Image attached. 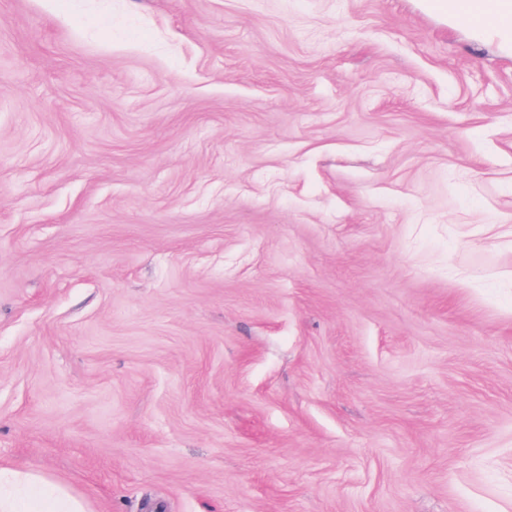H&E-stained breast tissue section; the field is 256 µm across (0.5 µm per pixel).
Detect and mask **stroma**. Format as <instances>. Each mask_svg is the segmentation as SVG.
Here are the masks:
<instances>
[{"label": "stroma", "instance_id": "35a3bbf8", "mask_svg": "<svg viewBox=\"0 0 512 512\" xmlns=\"http://www.w3.org/2000/svg\"><path fill=\"white\" fill-rule=\"evenodd\" d=\"M437 0H0V462L94 512H512V53Z\"/></svg>", "mask_w": 512, "mask_h": 512}]
</instances>
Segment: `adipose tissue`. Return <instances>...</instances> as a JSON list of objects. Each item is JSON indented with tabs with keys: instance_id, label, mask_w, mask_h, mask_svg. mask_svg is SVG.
Wrapping results in <instances>:
<instances>
[{
	"instance_id": "obj_1",
	"label": "adipose tissue",
	"mask_w": 512,
	"mask_h": 512,
	"mask_svg": "<svg viewBox=\"0 0 512 512\" xmlns=\"http://www.w3.org/2000/svg\"><path fill=\"white\" fill-rule=\"evenodd\" d=\"M439 6L456 17L468 7L477 17L479 35L512 45V0H440ZM0 512H92L89 503L64 483L44 475L0 464Z\"/></svg>"
}]
</instances>
